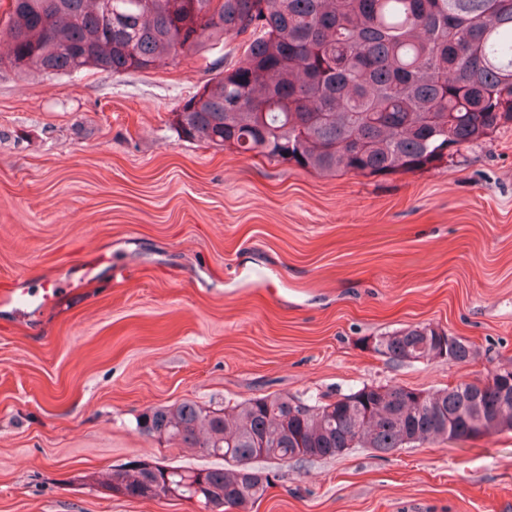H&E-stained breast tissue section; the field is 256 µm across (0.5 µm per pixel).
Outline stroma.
<instances>
[{"mask_svg":"<svg viewBox=\"0 0 512 512\" xmlns=\"http://www.w3.org/2000/svg\"><path fill=\"white\" fill-rule=\"evenodd\" d=\"M243 55L228 39L147 71L0 69V281L38 290L112 257L34 318L0 307V512H199L75 481L143 460L222 466L140 434L151 407L433 392L512 366V125L371 177L178 134L185 101ZM416 325L475 357L399 362L363 344ZM272 472L246 512H512V431Z\"/></svg>","mask_w":512,"mask_h":512,"instance_id":"1","label":"stroma"}]
</instances>
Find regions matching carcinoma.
<instances>
[{
  "instance_id": "obj_1",
  "label": "carcinoma",
  "mask_w": 512,
  "mask_h": 512,
  "mask_svg": "<svg viewBox=\"0 0 512 512\" xmlns=\"http://www.w3.org/2000/svg\"><path fill=\"white\" fill-rule=\"evenodd\" d=\"M11 47L0 68L19 74L146 71L227 38L247 36L244 58L216 73L177 112L178 130L240 154L325 173L388 174L448 159L512 124V0H10L0 23ZM383 342L399 361H433L430 326ZM475 355L463 341L447 358ZM282 394L226 413L192 402L150 408L138 431L198 448L222 468L142 461L96 484L142 500L197 497L224 512L262 500L260 461L335 458L352 448L392 451L438 438L512 431L498 382L422 393L364 386L291 413Z\"/></svg>"
}]
</instances>
